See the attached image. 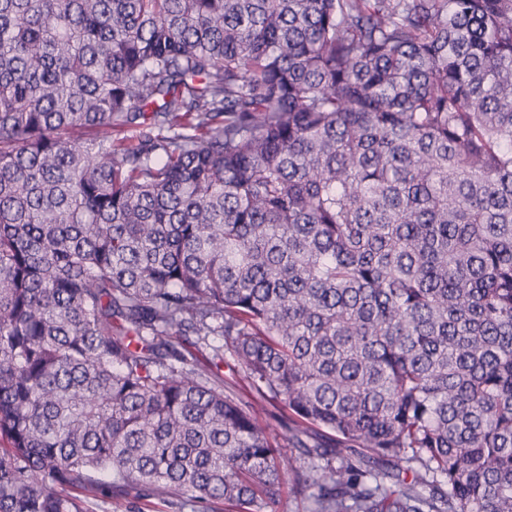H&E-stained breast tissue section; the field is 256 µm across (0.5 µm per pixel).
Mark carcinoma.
<instances>
[{
    "label": "carcinoma",
    "mask_w": 512,
    "mask_h": 512,
    "mask_svg": "<svg viewBox=\"0 0 512 512\" xmlns=\"http://www.w3.org/2000/svg\"><path fill=\"white\" fill-rule=\"evenodd\" d=\"M288 476L512 512V0H0V512ZM233 364L229 355H224V367L221 368L224 374V385L235 390L245 401H253V391L249 381L242 373L233 369Z\"/></svg>",
    "instance_id": "carcinoma-1"
}]
</instances>
